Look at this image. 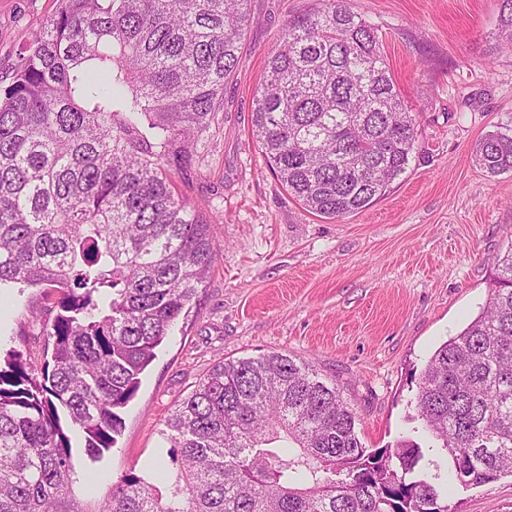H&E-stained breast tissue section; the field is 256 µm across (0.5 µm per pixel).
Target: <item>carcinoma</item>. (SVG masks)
Segmentation results:
<instances>
[{"mask_svg":"<svg viewBox=\"0 0 512 512\" xmlns=\"http://www.w3.org/2000/svg\"><path fill=\"white\" fill-rule=\"evenodd\" d=\"M248 2L61 0L0 92V286L58 294L40 373L19 350L0 364V512H66L68 432L92 460L115 446L120 410L206 286L216 220L170 178L223 108ZM342 2L288 21L252 114L289 196L327 220L384 196L418 136L379 28ZM498 47L512 49V0ZM475 159L512 172V135H487ZM495 267L482 313L420 374L413 432L426 443L367 449L336 384L306 362L223 360L165 422L167 496L130 471L99 512H451L448 478L512 475V250ZM282 434L295 453L272 446Z\"/></svg>","mask_w":512,"mask_h":512,"instance_id":"cac0c4a2","label":"carcinoma"}]
</instances>
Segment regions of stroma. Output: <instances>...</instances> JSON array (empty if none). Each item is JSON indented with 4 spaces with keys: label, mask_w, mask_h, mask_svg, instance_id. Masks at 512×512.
I'll list each match as a JSON object with an SVG mask.
<instances>
[{
    "label": "stroma",
    "mask_w": 512,
    "mask_h": 512,
    "mask_svg": "<svg viewBox=\"0 0 512 512\" xmlns=\"http://www.w3.org/2000/svg\"><path fill=\"white\" fill-rule=\"evenodd\" d=\"M315 0H249V23L224 106L175 195L216 217L220 252L205 288L157 348L123 408L115 448L90 460L72 441V500L98 512L126 472L164 459L175 405L222 360L279 352L336 384L370 449L395 447L416 417V381L434 350L485 305L494 259L512 248V172L474 160L486 135L512 128V51H496L501 0H346L381 30L409 110L416 153L386 195L325 220L290 198L252 137L253 96L289 19ZM61 0H0V86ZM41 321L29 318L30 309ZM46 288L0 290V353L44 360ZM453 512H512V476L457 490Z\"/></svg>",
    "instance_id": "obj_1"
}]
</instances>
